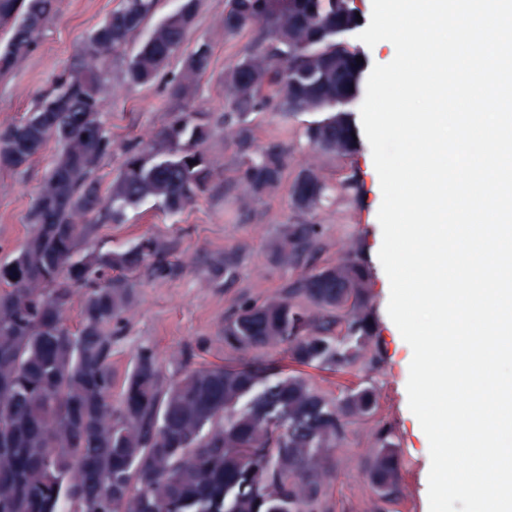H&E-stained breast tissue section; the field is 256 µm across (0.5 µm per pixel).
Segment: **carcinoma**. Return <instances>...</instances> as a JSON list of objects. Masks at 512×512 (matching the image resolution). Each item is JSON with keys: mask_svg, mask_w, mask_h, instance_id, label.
<instances>
[{"mask_svg": "<svg viewBox=\"0 0 512 512\" xmlns=\"http://www.w3.org/2000/svg\"><path fill=\"white\" fill-rule=\"evenodd\" d=\"M159 0H121L81 41L75 61L25 119L0 127V171L29 164L49 144L58 151L41 181L32 231L0 260V512H321L327 459L349 427L373 423L368 478L379 499L400 494L401 461L392 427L375 419L376 388H345L330 398L299 373L249 362L193 366L178 354L166 379L155 354L141 348L114 393L112 326L135 303L136 273L151 258L165 268L164 249L143 238L120 250L84 253L98 224L124 222L151 200L176 215L203 194L216 161L204 144L209 128L188 113L175 116L149 152L132 146L108 191L98 171L112 156L100 115L112 85L155 81L183 47L197 0L159 20L131 54L127 47ZM55 0H0V73L37 46ZM258 26L250 48L224 74V126L236 129L237 181L254 199L277 187L288 148L255 149L244 118L273 106L294 115L315 100L333 111L308 122L315 150L349 152L357 141L342 108L362 66L339 31L359 26L334 0H228L224 33ZM212 45L191 50L168 84L178 102L194 93L210 67ZM290 74L280 73L281 61ZM332 188L290 187L293 206L313 210ZM316 224H289L274 243L284 264L307 262L288 295L245 299L224 322V342L241 352L285 347L290 362L343 370L378 358L368 271L359 251L335 264H310ZM77 323H69L74 298Z\"/></svg>", "mask_w": 512, "mask_h": 512, "instance_id": "cac0c4a2", "label": "carcinoma"}]
</instances>
